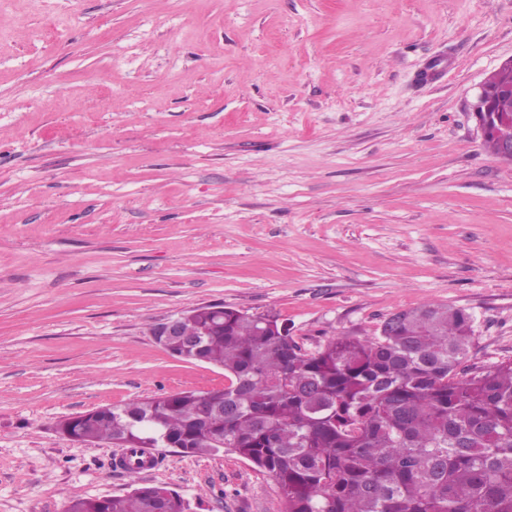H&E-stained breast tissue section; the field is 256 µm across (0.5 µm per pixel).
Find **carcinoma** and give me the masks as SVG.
<instances>
[{
  "label": "carcinoma",
  "mask_w": 512,
  "mask_h": 512,
  "mask_svg": "<svg viewBox=\"0 0 512 512\" xmlns=\"http://www.w3.org/2000/svg\"><path fill=\"white\" fill-rule=\"evenodd\" d=\"M473 319L427 303L313 351L269 314L195 308L197 359L227 384L70 417L79 442L158 433L191 455L233 453L276 483L286 512H512V359L469 364ZM224 434V448L213 439ZM65 512H189L176 491L137 485Z\"/></svg>",
  "instance_id": "1"
}]
</instances>
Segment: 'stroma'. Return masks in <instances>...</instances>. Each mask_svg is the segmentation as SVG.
<instances>
[{"mask_svg": "<svg viewBox=\"0 0 512 512\" xmlns=\"http://www.w3.org/2000/svg\"><path fill=\"white\" fill-rule=\"evenodd\" d=\"M512 0H0V512L161 485L285 512L232 453L137 477L59 420L222 369L151 330L273 313L307 350L428 302L512 359V163L471 104Z\"/></svg>", "mask_w": 512, "mask_h": 512, "instance_id": "obj_1", "label": "stroma"}]
</instances>
